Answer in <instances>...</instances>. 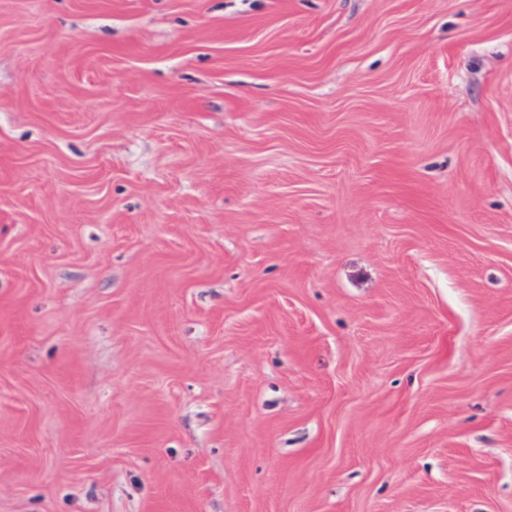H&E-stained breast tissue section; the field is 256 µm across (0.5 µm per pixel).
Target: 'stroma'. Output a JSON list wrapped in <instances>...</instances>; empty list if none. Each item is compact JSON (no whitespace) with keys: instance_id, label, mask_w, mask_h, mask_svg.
Masks as SVG:
<instances>
[{"instance_id":"stroma-1","label":"stroma","mask_w":512,"mask_h":512,"mask_svg":"<svg viewBox=\"0 0 512 512\" xmlns=\"http://www.w3.org/2000/svg\"><path fill=\"white\" fill-rule=\"evenodd\" d=\"M0 512H512V0H0Z\"/></svg>"}]
</instances>
